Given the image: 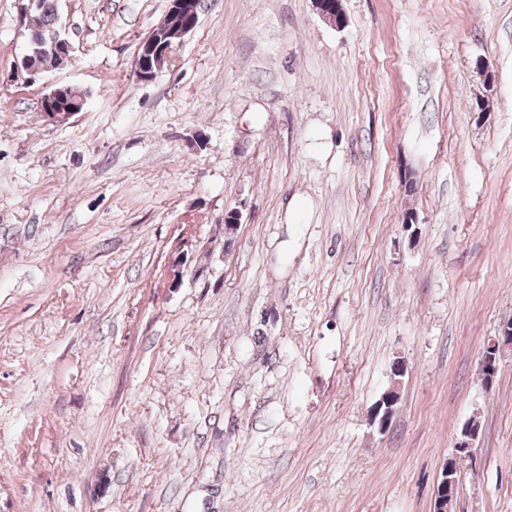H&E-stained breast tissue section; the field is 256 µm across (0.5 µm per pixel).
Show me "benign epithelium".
<instances>
[{
	"mask_svg": "<svg viewBox=\"0 0 512 512\" xmlns=\"http://www.w3.org/2000/svg\"><path fill=\"white\" fill-rule=\"evenodd\" d=\"M171 18L173 22L159 29L151 38L140 42L136 51L135 73L142 81H150L170 59L172 51L184 41V38L196 27L198 16L190 8L189 0H171ZM317 8L323 19L331 24L340 19L339 0H316ZM40 54H49L57 59L63 68L72 60V45L62 29L55 28L47 37L36 32L29 33L25 51L16 67V76L33 80L45 72V68L36 63ZM85 105V94L70 85H57L45 93L40 100V113L46 122L63 125L81 112ZM512 346V322L503 327L501 336L486 347L481 359V373L492 386L499 368L500 346ZM404 375V364L397 361L393 366L394 384L372 411V421L385 429L394 414L399 401V377ZM478 425L471 422L461 432L454 456L448 458L443 467V475L436 485L433 498V512H453L457 502L459 486L458 461L473 457L472 440L477 434Z\"/></svg>",
	"mask_w": 512,
	"mask_h": 512,
	"instance_id": "7a95c632",
	"label": "benign epithelium"
}]
</instances>
